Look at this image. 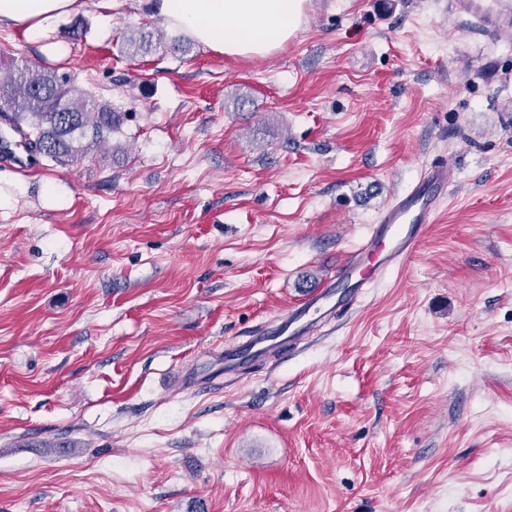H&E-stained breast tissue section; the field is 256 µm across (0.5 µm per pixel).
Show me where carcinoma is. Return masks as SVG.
I'll return each mask as SVG.
<instances>
[{"mask_svg": "<svg viewBox=\"0 0 512 512\" xmlns=\"http://www.w3.org/2000/svg\"><path fill=\"white\" fill-rule=\"evenodd\" d=\"M164 35L134 30L123 40L132 59L163 46ZM124 113L91 93H73L71 76L24 64L0 79V123H7L28 146L27 161L69 166L109 140Z\"/></svg>", "mask_w": 512, "mask_h": 512, "instance_id": "1", "label": "carcinoma"}]
</instances>
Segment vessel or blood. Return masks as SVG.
<instances>
[{"label": "vessel or blood", "mask_w": 512, "mask_h": 512, "mask_svg": "<svg viewBox=\"0 0 512 512\" xmlns=\"http://www.w3.org/2000/svg\"><path fill=\"white\" fill-rule=\"evenodd\" d=\"M456 10L476 17L486 28H493L499 0H453ZM450 174L447 165L432 166L410 190L397 194L381 210L377 224L371 225L357 248L340 264L335 279L308 289L301 302L281 316L273 331L243 347L224 353V364H239L268 353L281 340L310 335L322 319L349 309L363 288L391 271L422 241L438 206L448 194Z\"/></svg>", "instance_id": "vessel-or-blood-1"}]
</instances>
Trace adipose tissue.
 Instances as JSON below:
<instances>
[{
  "mask_svg": "<svg viewBox=\"0 0 512 512\" xmlns=\"http://www.w3.org/2000/svg\"><path fill=\"white\" fill-rule=\"evenodd\" d=\"M307 0H159L171 27L230 56L266 57L301 29ZM81 0H0V24L40 38L55 21L79 10Z\"/></svg>",
  "mask_w": 512,
  "mask_h": 512,
  "instance_id": "ef3b65f1",
  "label": "adipose tissue"
}]
</instances>
